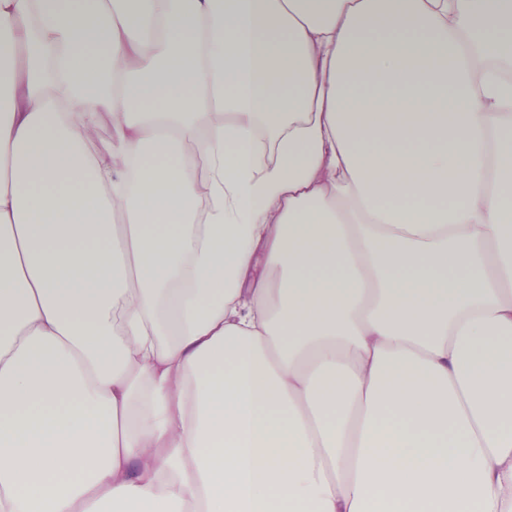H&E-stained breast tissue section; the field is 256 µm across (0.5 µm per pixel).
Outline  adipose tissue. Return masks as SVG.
Returning <instances> with one entry per match:
<instances>
[{"instance_id": "1", "label": "adipose tissue", "mask_w": 512, "mask_h": 512, "mask_svg": "<svg viewBox=\"0 0 512 512\" xmlns=\"http://www.w3.org/2000/svg\"><path fill=\"white\" fill-rule=\"evenodd\" d=\"M490 61L512 0H0V512H512Z\"/></svg>"}]
</instances>
